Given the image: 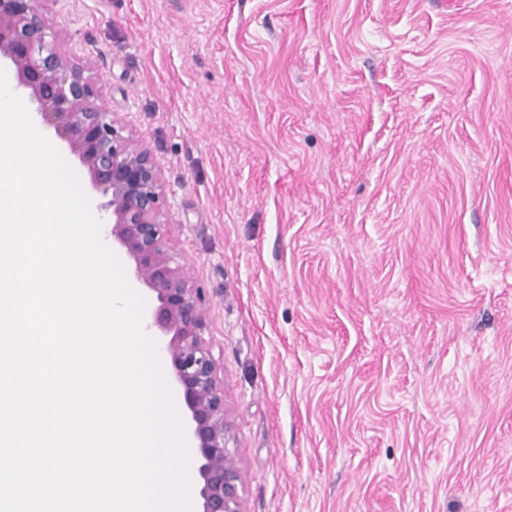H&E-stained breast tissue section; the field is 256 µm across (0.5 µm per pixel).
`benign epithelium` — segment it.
<instances>
[{"instance_id": "benign-epithelium-1", "label": "benign epithelium", "mask_w": 512, "mask_h": 512, "mask_svg": "<svg viewBox=\"0 0 512 512\" xmlns=\"http://www.w3.org/2000/svg\"><path fill=\"white\" fill-rule=\"evenodd\" d=\"M45 2L0 0V68L14 71L12 92L33 105L35 123L86 169L102 198L98 210L106 236L132 259L134 280L156 295L146 329L163 340L161 350L190 413L202 512H243L221 365L205 339V295L169 250L161 170L151 151L109 111L98 83L59 50Z\"/></svg>"}]
</instances>
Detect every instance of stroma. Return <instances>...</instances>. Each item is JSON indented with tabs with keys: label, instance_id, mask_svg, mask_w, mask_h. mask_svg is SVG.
<instances>
[{
	"label": "stroma",
	"instance_id": "35a3bbf8",
	"mask_svg": "<svg viewBox=\"0 0 512 512\" xmlns=\"http://www.w3.org/2000/svg\"><path fill=\"white\" fill-rule=\"evenodd\" d=\"M159 165L243 512H512V0H49Z\"/></svg>",
	"mask_w": 512,
	"mask_h": 512
}]
</instances>
